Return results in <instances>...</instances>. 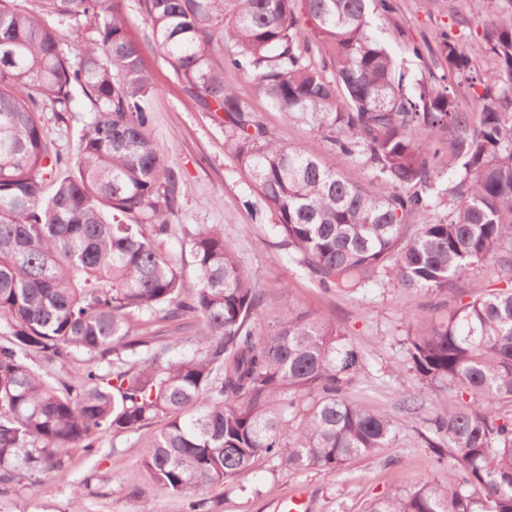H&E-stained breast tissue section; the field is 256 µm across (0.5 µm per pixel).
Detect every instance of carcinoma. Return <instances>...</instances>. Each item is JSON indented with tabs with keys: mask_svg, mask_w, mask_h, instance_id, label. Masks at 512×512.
<instances>
[{
	"mask_svg": "<svg viewBox=\"0 0 512 512\" xmlns=\"http://www.w3.org/2000/svg\"><path fill=\"white\" fill-rule=\"evenodd\" d=\"M139 2L184 91L225 114L283 245L320 287L453 295L402 345L418 383L450 393L427 443L460 463L463 481L415 482L366 512H512V25L495 22L512 0H471L487 17L492 67H477L450 29L412 44L441 71L414 82L378 34V20L402 34L395 0ZM144 54L126 0H0V489L158 420L141 467L187 512L219 500L260 456L334 477L387 447L400 423L349 398L364 363L336 323L290 306L259 329L264 294L224 225L183 229L198 281L183 293L163 239L176 174L152 133ZM226 67L251 71L258 94L328 130L332 148L361 157L392 192L369 195L356 173L268 138ZM464 83L481 90L475 117L456 99ZM79 100L91 118L65 154L45 114L66 123ZM485 270L493 284L461 286ZM135 314L195 328V347L172 360L188 337L134 335ZM78 354L87 365L69 381L33 365Z\"/></svg>",
	"mask_w": 512,
	"mask_h": 512,
	"instance_id": "1",
	"label": "carcinoma"
}]
</instances>
